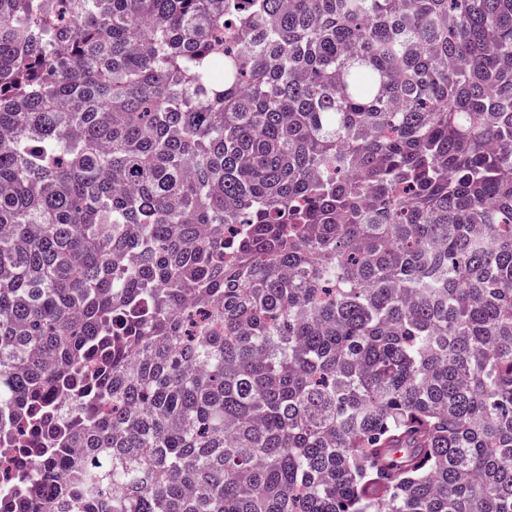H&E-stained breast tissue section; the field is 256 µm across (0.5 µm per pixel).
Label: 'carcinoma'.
<instances>
[{"mask_svg": "<svg viewBox=\"0 0 512 512\" xmlns=\"http://www.w3.org/2000/svg\"><path fill=\"white\" fill-rule=\"evenodd\" d=\"M0 512H512V0H0Z\"/></svg>", "mask_w": 512, "mask_h": 512, "instance_id": "carcinoma-1", "label": "carcinoma"}]
</instances>
